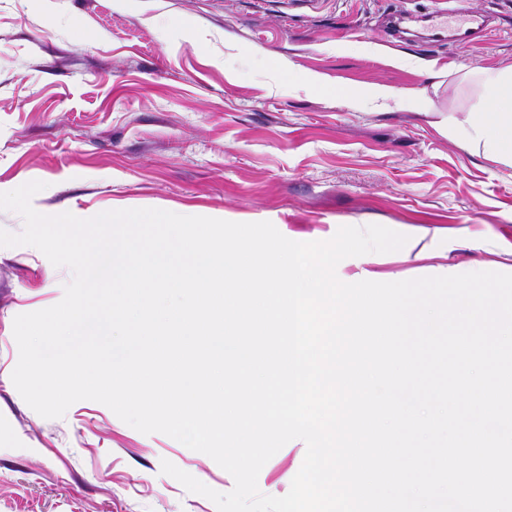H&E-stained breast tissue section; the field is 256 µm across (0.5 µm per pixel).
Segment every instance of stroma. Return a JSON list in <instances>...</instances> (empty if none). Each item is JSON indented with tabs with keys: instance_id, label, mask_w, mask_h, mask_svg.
<instances>
[{
	"instance_id": "35a3bbf8",
	"label": "stroma",
	"mask_w": 512,
	"mask_h": 512,
	"mask_svg": "<svg viewBox=\"0 0 512 512\" xmlns=\"http://www.w3.org/2000/svg\"><path fill=\"white\" fill-rule=\"evenodd\" d=\"M467 2L493 31L434 46L416 18L454 0H0V192L45 182V215L158 208L308 242L371 224L407 236L342 260L346 283L512 274V167L439 128L475 111L476 71L512 67V0ZM401 8L414 20L395 37ZM380 84L416 106L336 95ZM71 278L35 247H0V512H217L161 472L166 459L230 491L212 458L101 403L46 419L18 393L13 320Z\"/></svg>"
}]
</instances>
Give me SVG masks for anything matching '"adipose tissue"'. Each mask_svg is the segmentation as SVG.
Listing matches in <instances>:
<instances>
[{"label": "adipose tissue", "mask_w": 512, "mask_h": 512, "mask_svg": "<svg viewBox=\"0 0 512 512\" xmlns=\"http://www.w3.org/2000/svg\"><path fill=\"white\" fill-rule=\"evenodd\" d=\"M475 80L481 89L477 112L465 125L448 118L443 131L512 167V70L485 68Z\"/></svg>", "instance_id": "1"}]
</instances>
